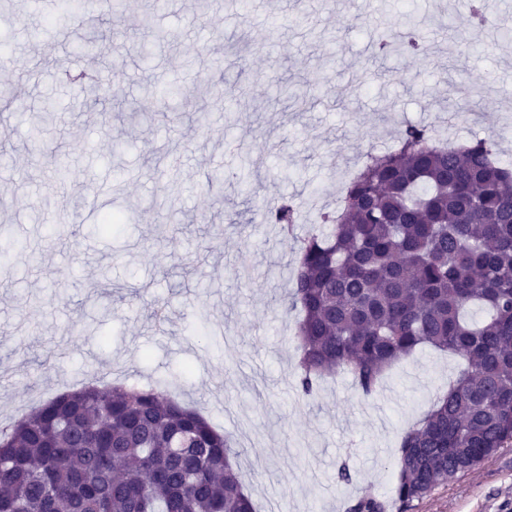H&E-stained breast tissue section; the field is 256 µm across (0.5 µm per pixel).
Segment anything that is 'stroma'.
I'll list each match as a JSON object with an SVG mask.
<instances>
[{
	"instance_id": "stroma-1",
	"label": "stroma",
	"mask_w": 512,
	"mask_h": 512,
	"mask_svg": "<svg viewBox=\"0 0 512 512\" xmlns=\"http://www.w3.org/2000/svg\"><path fill=\"white\" fill-rule=\"evenodd\" d=\"M198 2L157 12L146 65L135 23L151 0H126L120 29L99 14L59 19L50 2L0 7V60L21 108L0 114V224L29 247L0 269V425L59 390L162 387L232 438L257 512H344L363 487L391 495L403 432L463 361L422 346L371 398L344 371L299 395L296 241L366 154L393 151L407 125L440 130L470 87L481 90L470 118L449 131L512 154V41H480L460 0ZM406 17L432 32L426 54L375 53L380 24ZM93 32L95 48L79 52ZM71 71L110 78L111 100L87 106ZM172 85L179 121L152 120L153 92ZM215 85L233 111L211 112ZM292 88L313 92L304 109ZM49 102L56 124L33 132ZM59 159L72 173L63 186ZM283 197L301 214L288 239L263 221ZM114 211L123 223L100 234ZM407 512H512V447Z\"/></svg>"
}]
</instances>
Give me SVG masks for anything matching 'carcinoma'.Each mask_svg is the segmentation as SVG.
<instances>
[{
  "mask_svg": "<svg viewBox=\"0 0 512 512\" xmlns=\"http://www.w3.org/2000/svg\"><path fill=\"white\" fill-rule=\"evenodd\" d=\"M379 49L420 55L414 29ZM495 144L431 143L409 125L369 155L319 233L300 240L297 388L344 370L372 397L417 348L464 368L400 440L391 500L366 487L346 512L410 504L512 445V167ZM288 230L298 211L265 209ZM237 452L197 410L154 388L61 394L0 427V512H256Z\"/></svg>",
  "mask_w": 512,
  "mask_h": 512,
  "instance_id": "obj_1",
  "label": "carcinoma"
}]
</instances>
